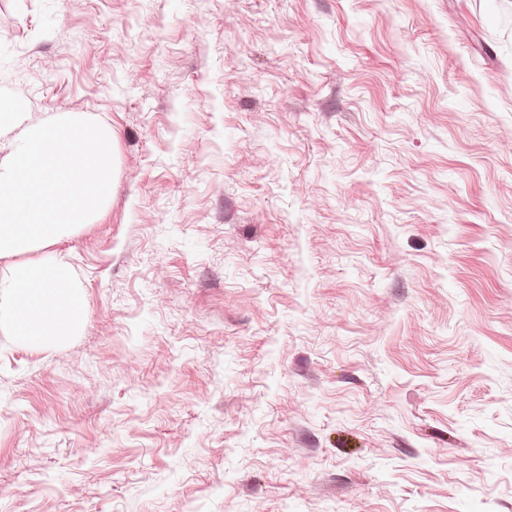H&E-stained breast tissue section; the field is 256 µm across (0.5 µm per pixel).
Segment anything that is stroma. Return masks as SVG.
Wrapping results in <instances>:
<instances>
[{"label":"stroma","instance_id":"stroma-1","mask_svg":"<svg viewBox=\"0 0 512 512\" xmlns=\"http://www.w3.org/2000/svg\"><path fill=\"white\" fill-rule=\"evenodd\" d=\"M0 99L114 162L0 512H512V0H0Z\"/></svg>","mask_w":512,"mask_h":512}]
</instances>
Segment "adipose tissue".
I'll return each instance as SVG.
<instances>
[{
    "mask_svg": "<svg viewBox=\"0 0 512 512\" xmlns=\"http://www.w3.org/2000/svg\"><path fill=\"white\" fill-rule=\"evenodd\" d=\"M84 315L82 290L54 260L16 267L10 280L0 281V324L26 345L42 347L75 335Z\"/></svg>",
    "mask_w": 512,
    "mask_h": 512,
    "instance_id": "ef3b65f1",
    "label": "adipose tissue"
}]
</instances>
